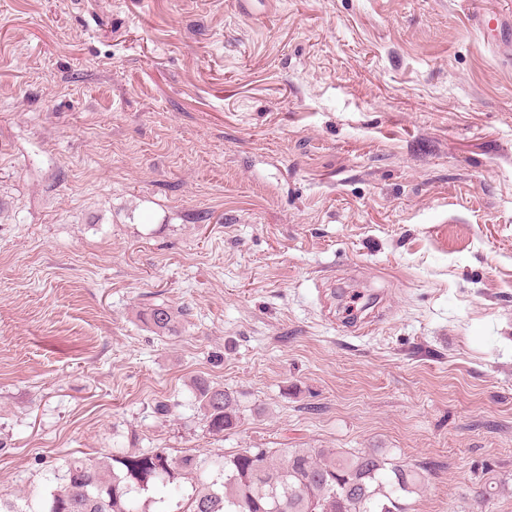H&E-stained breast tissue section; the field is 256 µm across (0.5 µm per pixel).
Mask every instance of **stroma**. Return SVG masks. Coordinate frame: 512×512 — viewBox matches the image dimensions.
Masks as SVG:
<instances>
[{
	"label": "stroma",
	"mask_w": 512,
	"mask_h": 512,
	"mask_svg": "<svg viewBox=\"0 0 512 512\" xmlns=\"http://www.w3.org/2000/svg\"><path fill=\"white\" fill-rule=\"evenodd\" d=\"M482 9L512 21L0 0V494L116 446L362 448L423 473L409 512H512V39ZM199 375L239 396L224 435ZM139 317L159 337H170L176 333L177 316L165 305H152L140 313Z\"/></svg>",
	"instance_id": "1"
}]
</instances>
